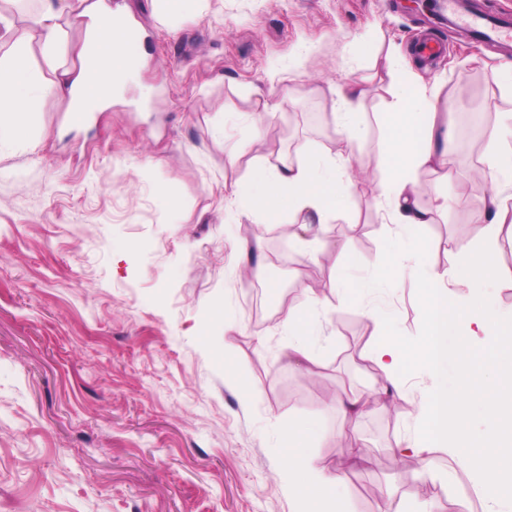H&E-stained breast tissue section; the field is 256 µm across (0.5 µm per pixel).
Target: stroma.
<instances>
[{
  "label": "stroma",
  "instance_id": "35a3bbf8",
  "mask_svg": "<svg viewBox=\"0 0 512 512\" xmlns=\"http://www.w3.org/2000/svg\"><path fill=\"white\" fill-rule=\"evenodd\" d=\"M111 3L145 38L135 76L81 125L68 124L66 99L46 94L31 141L0 146V512H294L280 450L289 417L322 414L330 436L316 452L331 465L342 459L340 420L323 407L346 387L383 383L360 357L376 322L418 342L420 283L406 269L374 286L367 317L334 291L332 254L304 263L285 225L232 224L228 188L252 156L336 151L323 89L362 85L373 121L388 97L386 56L399 52L437 86L438 112L451 97L466 104L451 113L446 166L418 174L433 222L409 234L428 243L435 270L448 271L455 246L479 239L483 202L499 188L488 145L512 111L497 78L512 64V0H474L473 10L499 20L490 44L437 23L448 12L442 0L414 12L404 0H203L174 23L153 0ZM424 33L446 47L430 65L413 54ZM260 95L293 102L271 117L255 110ZM379 149L375 129L352 157L344 212L324 238L348 242L364 279L361 260L393 249L377 205ZM245 235L264 250L247 282ZM497 261V281L472 291L471 306L512 309V238H500ZM299 278L334 309L316 327L321 364L311 374L289 363L276 320L298 302ZM218 308L225 323L202 341L198 329ZM213 342L227 345L259 398L225 379ZM430 385L412 371L405 393L351 432L373 458L344 471L352 512H376L389 491L432 512H472L457 485L476 481L445 453L426 476L392 452L416 429Z\"/></svg>",
  "mask_w": 512,
  "mask_h": 512
}]
</instances>
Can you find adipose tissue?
I'll list each match as a JSON object with an SVG mask.
<instances>
[{"label": "adipose tissue", "mask_w": 512, "mask_h": 512, "mask_svg": "<svg viewBox=\"0 0 512 512\" xmlns=\"http://www.w3.org/2000/svg\"><path fill=\"white\" fill-rule=\"evenodd\" d=\"M32 15V30L18 28L0 12V29L12 38L11 52L0 58V145L29 142L32 114L44 91L68 99V120L77 124L85 113L109 106L137 68L144 54L140 36L131 34L126 17L113 11L109 0H39ZM71 18L84 28L75 50L78 70H64L50 80L28 61L29 34L37 32L46 59L72 51L62 21ZM391 100L378 114L382 133L379 208L394 233L432 223L430 210L418 204L417 174L444 163L452 148L447 122L438 121L435 89L416 81L402 60H386ZM366 91L362 86L329 91L331 120L342 144L337 152L309 150L290 160L282 155H256L246 162L243 176L226 196L234 217L256 224H284L288 237L305 261H316L324 245L320 240L328 224L339 215L337 201L349 183V151L363 141L368 125L362 112ZM489 222L479 247L461 246L459 264L448 274L427 262L425 245L412 254L365 260L368 280L340 279L337 289L362 298L373 285L395 278L405 263L420 273L423 339L408 346L382 336L364 351L366 360L384 374L379 390L337 396L328 410L341 418L342 429H356L379 394L402 392L414 365L430 375L433 388L422 402L417 430L395 443L396 453L417 458L432 470L434 456L445 450L451 462L468 474H484L476 491L488 503H512V312L465 309L459 289L491 280L499 273L496 249L508 219L512 197L495 193L489 199ZM300 304L288 306L280 317L288 332V358L306 371L320 361L308 341L318 316L328 309L319 288L298 285ZM485 417L483 430H473V413ZM326 433L315 417L289 419L282 432L285 474L296 503L295 512H348L349 493L343 467L368 464L358 444L345 450L343 465L332 466L315 453L314 445Z\"/></svg>", "instance_id": "1"}]
</instances>
